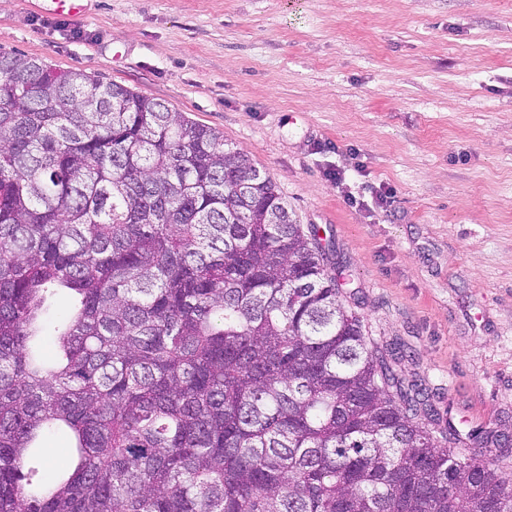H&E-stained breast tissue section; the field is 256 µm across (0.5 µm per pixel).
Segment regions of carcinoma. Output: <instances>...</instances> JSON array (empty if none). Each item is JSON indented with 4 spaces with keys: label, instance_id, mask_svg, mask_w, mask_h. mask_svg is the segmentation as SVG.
Instances as JSON below:
<instances>
[{
    "label": "carcinoma",
    "instance_id": "carcinoma-1",
    "mask_svg": "<svg viewBox=\"0 0 512 512\" xmlns=\"http://www.w3.org/2000/svg\"><path fill=\"white\" fill-rule=\"evenodd\" d=\"M340 279L212 128L0 52V512H512L509 435L428 427ZM54 288L79 306L36 356ZM54 426L69 469L33 491Z\"/></svg>",
    "mask_w": 512,
    "mask_h": 512
}]
</instances>
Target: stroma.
I'll list each match as a JSON object with an SVG mask.
<instances>
[{
    "instance_id": "obj_1",
    "label": "stroma",
    "mask_w": 512,
    "mask_h": 512,
    "mask_svg": "<svg viewBox=\"0 0 512 512\" xmlns=\"http://www.w3.org/2000/svg\"><path fill=\"white\" fill-rule=\"evenodd\" d=\"M0 52L218 131L335 243L346 305L441 416L512 435V0H0ZM71 444L39 440L38 480Z\"/></svg>"
}]
</instances>
